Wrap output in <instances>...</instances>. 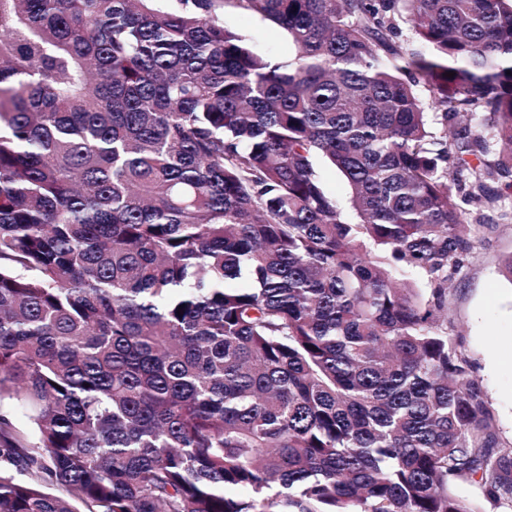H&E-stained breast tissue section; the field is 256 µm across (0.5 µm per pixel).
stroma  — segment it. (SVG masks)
I'll use <instances>...</instances> for the list:
<instances>
[{
  "label": "stroma",
  "mask_w": 512,
  "mask_h": 512,
  "mask_svg": "<svg viewBox=\"0 0 512 512\" xmlns=\"http://www.w3.org/2000/svg\"><path fill=\"white\" fill-rule=\"evenodd\" d=\"M224 24L254 50L273 57L289 52L285 30L262 17L226 10ZM512 223L481 227L448 291V334L473 363L470 374L485 392L497 443L512 444Z\"/></svg>",
  "instance_id": "stroma-1"
}]
</instances>
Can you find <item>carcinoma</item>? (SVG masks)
I'll list each match as a JSON object with an SVG mask.
<instances>
[{"label": "carcinoma", "mask_w": 512, "mask_h": 512, "mask_svg": "<svg viewBox=\"0 0 512 512\" xmlns=\"http://www.w3.org/2000/svg\"><path fill=\"white\" fill-rule=\"evenodd\" d=\"M509 70L512 0H0V512H512L439 323ZM224 25L236 30L254 50L273 57H284L290 50L287 32L259 15L227 9ZM320 174L331 194L336 196L344 205L346 216L351 221H356V214L349 204V187L342 175L332 167L323 166Z\"/></svg>", "instance_id": "obj_1"}]
</instances>
